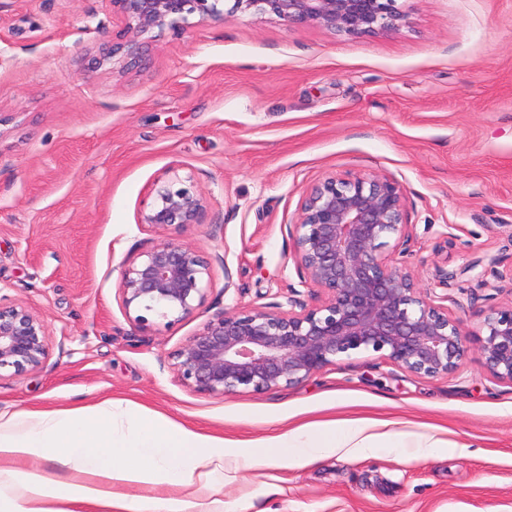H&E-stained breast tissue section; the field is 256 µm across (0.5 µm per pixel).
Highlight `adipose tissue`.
<instances>
[{
	"instance_id": "adipose-tissue-1",
	"label": "adipose tissue",
	"mask_w": 512,
	"mask_h": 512,
	"mask_svg": "<svg viewBox=\"0 0 512 512\" xmlns=\"http://www.w3.org/2000/svg\"><path fill=\"white\" fill-rule=\"evenodd\" d=\"M408 432H370L362 419L288 430L248 445L242 469L262 463L301 467L327 455L401 445ZM68 476H60L58 468ZM224 478V442L161 416L131 420L130 407L106 400L92 409L0 412V512H203L201 494ZM164 496L133 497L140 488Z\"/></svg>"
}]
</instances>
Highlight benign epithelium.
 Listing matches in <instances>:
<instances>
[{"mask_svg":"<svg viewBox=\"0 0 512 512\" xmlns=\"http://www.w3.org/2000/svg\"><path fill=\"white\" fill-rule=\"evenodd\" d=\"M140 54L138 38L155 28H180L189 17L224 20L223 0H110ZM272 14L288 24L349 37L387 33L406 20L399 0H233L230 12ZM206 198L172 168L154 183L153 201L138 223L153 232H185L200 223ZM401 184L379 173L331 175L307 190L290 228L291 258L309 305L289 289L280 303L231 308L215 315L172 354L179 381L201 394L265 393L297 385L357 354L387 360L423 378L455 374L469 353L460 318L435 302L418 277L396 266L409 241ZM212 258L166 238L123 265L119 290L129 322L147 330L171 326L206 303ZM483 366L512 386V299L483 312ZM48 325L22 304H0V371L39 369L48 355Z\"/></svg>","mask_w":512,"mask_h":512,"instance_id":"benign-epithelium-1","label":"benign epithelium"}]
</instances>
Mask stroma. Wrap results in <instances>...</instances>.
<instances>
[{"instance_id":"obj_1","label":"stroma","mask_w":512,"mask_h":512,"mask_svg":"<svg viewBox=\"0 0 512 512\" xmlns=\"http://www.w3.org/2000/svg\"><path fill=\"white\" fill-rule=\"evenodd\" d=\"M401 6L398 31L356 38L270 14L195 20L141 36L132 64L101 58L123 40L108 0H0V302L50 333L42 368L0 374V411L124 400L227 442L392 421L443 448L229 462L203 499L220 512H512V386L485 372L476 338L512 285V0ZM172 167L207 198L183 240L227 265L202 308L143 333L118 286L124 261L161 239L138 218ZM364 172L405 190L397 266L468 290L458 372L420 378L361 354L263 394L183 385L171 355L207 321L300 287L288 229L305 191Z\"/></svg>"}]
</instances>
